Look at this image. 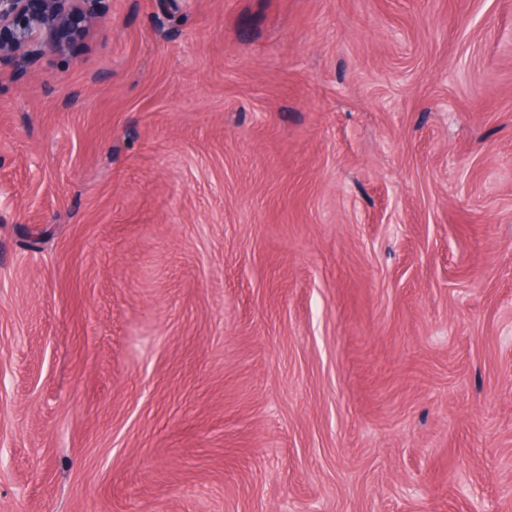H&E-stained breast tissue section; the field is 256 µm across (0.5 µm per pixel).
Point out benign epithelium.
Returning a JSON list of instances; mask_svg holds the SVG:
<instances>
[{
    "label": "benign epithelium",
    "mask_w": 512,
    "mask_h": 512,
    "mask_svg": "<svg viewBox=\"0 0 512 512\" xmlns=\"http://www.w3.org/2000/svg\"><path fill=\"white\" fill-rule=\"evenodd\" d=\"M104 0H0V68H24L62 50L58 33H78Z\"/></svg>",
    "instance_id": "1"
}]
</instances>
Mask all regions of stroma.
<instances>
[{
    "label": "stroma",
    "mask_w": 512,
    "mask_h": 512,
    "mask_svg": "<svg viewBox=\"0 0 512 512\" xmlns=\"http://www.w3.org/2000/svg\"><path fill=\"white\" fill-rule=\"evenodd\" d=\"M512 512V0H110L0 69V512Z\"/></svg>",
    "instance_id": "35a3bbf8"
}]
</instances>
